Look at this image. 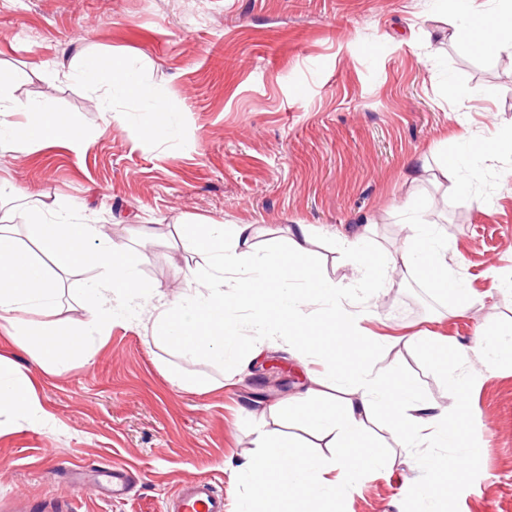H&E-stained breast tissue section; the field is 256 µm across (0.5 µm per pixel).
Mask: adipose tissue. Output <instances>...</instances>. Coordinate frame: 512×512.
<instances>
[{
	"mask_svg": "<svg viewBox=\"0 0 512 512\" xmlns=\"http://www.w3.org/2000/svg\"><path fill=\"white\" fill-rule=\"evenodd\" d=\"M465 0L463 20L452 23L450 41L464 53L480 51L512 56V0H498L495 14ZM71 75L101 83L107 92L131 100L150 96L149 87L136 76L129 60L113 57L100 65L97 57L76 53ZM24 113L25 122L14 121ZM54 142L80 152L83 139L71 123L50 106L16 100L0 81V146L23 149L35 143ZM20 192L0 180V334L11 339L31 361L51 372L66 366L83 348L85 337L102 334L121 313H136L146 293L138 274L133 250L105 237L99 225L77 213H62L44 203L19 207ZM26 227L38 252L20 247L19 227ZM411 235L401 251L387 264L389 271L405 267L428 270L447 289L446 255L428 234L422 216H414ZM183 244L205 258L204 270L186 273V286L175 297L153 296L149 337L154 344L183 355L223 364L235 346L236 312L245 307L256 314L257 332L251 346L239 349L243 360L258 358L265 339L284 336L310 359L331 361L332 377L341 383L340 395L326 392L329 378L310 372L311 385L288 400L289 413L297 415L311 430L330 436L336 457L324 462L294 440L258 430V453L248 456L242 470L251 487L249 512H335L340 496L350 494L360 476L379 472L385 456L371 446L368 425L374 415H383L390 434L401 447L466 446L470 409L466 396L472 378L449 372V363L464 362L468 354L448 340L420 337L418 344L430 362L448 371L452 405L423 402L415 384L398 368L369 371L364 360L377 347L360 327L363 310L342 300L343 294L362 289L372 277L371 264L358 269L349 283L322 279L310 260L311 232L299 225L286 248L272 258L252 250L257 230L251 224L221 221H191L177 225ZM92 265L98 278L86 306V319L79 330L62 328L58 313V288L54 272H67L77 265ZM232 294H225V286ZM322 300L325 327H340L342 342L323 335H309L301 308L302 297ZM42 322L34 323L30 314ZM358 355V362L337 357V346ZM236 347V346H235ZM0 407L44 423L34 378L16 368L13 360L0 356Z\"/></svg>",
	"mask_w": 512,
	"mask_h": 512,
	"instance_id": "ef3b65f1",
	"label": "adipose tissue"
}]
</instances>
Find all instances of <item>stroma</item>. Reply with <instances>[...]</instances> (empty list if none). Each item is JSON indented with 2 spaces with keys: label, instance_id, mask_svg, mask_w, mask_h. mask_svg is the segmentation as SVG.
Listing matches in <instances>:
<instances>
[{
  "label": "stroma",
  "instance_id": "obj_1",
  "mask_svg": "<svg viewBox=\"0 0 512 512\" xmlns=\"http://www.w3.org/2000/svg\"><path fill=\"white\" fill-rule=\"evenodd\" d=\"M455 11L454 0H0V71L28 74L12 94L49 103L88 137L79 153L2 150L0 179L60 211L85 206L108 238L137 250L141 280L166 294L203 264L172 235L189 217L256 225L261 254L286 246L296 225L335 227L337 238L312 237L310 253L320 276L344 282L358 263L340 236L366 231L362 256H387L409 234V212L423 214L451 280L477 302L459 314L430 277L403 269L380 278L379 298L348 301L366 309L363 331L379 341L368 366L401 368L424 401L451 404L445 374L414 335L470 352L481 333L512 331V154L475 163L463 187L409 172L455 155L464 137L512 133V60L459 53L448 39ZM78 49L129 59L166 111L159 134L148 131V102L116 97L106 113L102 84L66 78ZM449 85L470 98L469 111H453ZM95 276L81 266L63 277L65 327L84 322ZM383 298L398 315L380 310ZM171 366L217 385L178 389ZM464 370L478 378L468 395L478 452L452 497L409 495L436 479L417 460L439 450L400 447L380 420L372 436L387 464L338 512H512V365L487 373L470 358ZM224 377L147 343L143 322L116 317L83 355L38 373L50 426L0 413V512H161L198 478L223 493L226 512H245L239 465L260 425L334 456L329 438L247 401L252 392L284 401L308 386L288 339L266 342L235 383ZM111 469L131 479L119 500L100 492Z\"/></svg>",
  "mask_w": 512,
  "mask_h": 512
}]
</instances>
